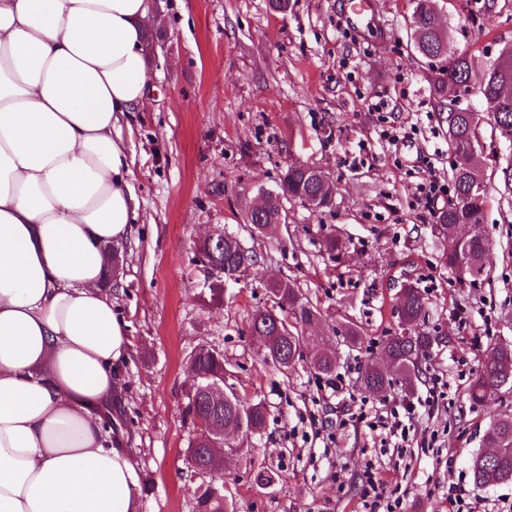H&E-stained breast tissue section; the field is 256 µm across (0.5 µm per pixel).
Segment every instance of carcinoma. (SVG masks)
<instances>
[{
  "label": "carcinoma",
  "mask_w": 512,
  "mask_h": 512,
  "mask_svg": "<svg viewBox=\"0 0 512 512\" xmlns=\"http://www.w3.org/2000/svg\"><path fill=\"white\" fill-rule=\"evenodd\" d=\"M410 53L419 58L432 57L431 85L441 108L451 106L448 89L465 83L476 69L475 59L466 54L448 55V40L452 29L443 24L437 0H410ZM479 97L487 104L488 117L500 133L512 138V48H505L489 63ZM448 139L480 140L479 119L474 112H457L448 116ZM453 166V193L456 201L437 214V227L443 235L442 260L459 277L477 278L490 261L488 238L484 232L486 195L471 193L474 183L485 180L483 170L458 156ZM335 184L324 172L304 164L288 165L277 188L262 191L267 196L263 206L246 214L247 223L262 235L274 232L288 223L285 204L298 201L316 209L327 208L335 195ZM201 261L215 272L217 282L209 285L210 297L216 300L223 292L222 280L232 279L255 263L253 251L244 248L228 233L217 235L213 242L196 246ZM273 305L256 313L250 321L251 335L258 350L278 361L284 371L291 368L299 354L306 328L318 323L321 312L294 284L273 279L268 284ZM399 315L406 332L388 339L384 346L386 358L396 374L410 383L419 376V359L431 348L436 337L417 329L425 311L424 295L409 285L399 300ZM337 348L326 337L316 339L311 366L317 373L330 376L336 371ZM191 369L197 380L186 392L185 414L192 421L202 420L205 426L190 439L187 453L195 468H216L214 448L227 447L235 452L266 425V406L250 403L234 394H221L209 384L224 377V355L210 346L200 347L192 357ZM362 385L370 392H382L390 385L389 374L373 366L362 374ZM512 388V344L495 346L476 376L468 385V396L474 402L501 387ZM489 448H502L495 456L475 454L470 460L474 484L486 487L512 482V417L493 420L483 435ZM197 512H235L234 498L224 489L211 488L196 494Z\"/></svg>",
  "instance_id": "carcinoma-1"
}]
</instances>
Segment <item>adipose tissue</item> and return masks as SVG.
<instances>
[{"mask_svg":"<svg viewBox=\"0 0 512 512\" xmlns=\"http://www.w3.org/2000/svg\"><path fill=\"white\" fill-rule=\"evenodd\" d=\"M151 0H0V512H139L105 430L125 324L103 287L139 202Z\"/></svg>","mask_w":512,"mask_h":512,"instance_id":"1","label":"adipose tissue"}]
</instances>
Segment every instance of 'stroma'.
I'll return each instance as SVG.
<instances>
[{
	"instance_id": "stroma-1",
	"label": "stroma",
	"mask_w": 512,
	"mask_h": 512,
	"mask_svg": "<svg viewBox=\"0 0 512 512\" xmlns=\"http://www.w3.org/2000/svg\"><path fill=\"white\" fill-rule=\"evenodd\" d=\"M438 4L452 29L449 51L486 65L512 46V0ZM373 7L374 22L360 34L343 0H289L284 12L269 0H154L153 28L162 37L148 61L149 98L121 133L139 214L108 283L130 341L112 415L138 464L141 512H196L185 394L189 360L205 344L224 353L225 389L268 408L250 450L224 460L221 480L236 512H363L366 464L376 459L391 488L405 492L406 512H448V485L459 481L486 506L512 503V483L472 486L468 461L483 450L489 423L512 415V389L477 403L466 393L490 348L512 342V141L471 99L486 145L479 160L487 170L490 268L460 280L439 261L434 214L416 201L423 176L449 183L455 156L431 70L409 55L411 6L374 0ZM386 129L402 140L388 145ZM292 163L331 177L332 207L287 203V229L254 235L248 209ZM214 228L256 254L249 270L225 280L218 303L196 251ZM330 235L343 242L339 256L323 246ZM273 278L320 306V328L338 348L340 391L311 368L312 341L286 374L258 353L249 322L271 307L265 285ZM405 283L423 292L419 328L436 341L413 387L396 376L386 394L421 397L440 371L448 397L420 417L407 447L384 451L356 420V401L379 399L360 377L384 366L383 344L402 330ZM351 323L365 336L355 348L344 336ZM261 467L275 476L265 490L254 483Z\"/></svg>"
}]
</instances>
